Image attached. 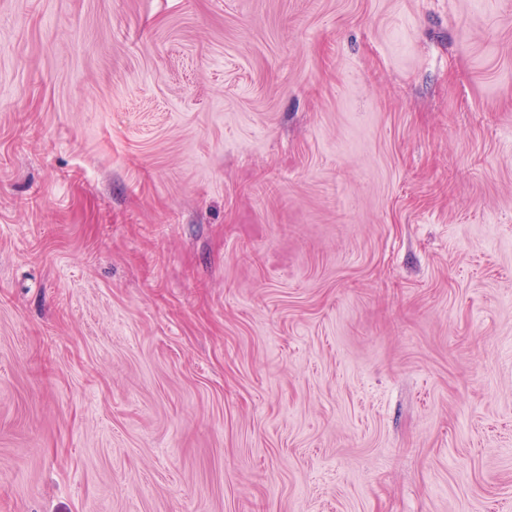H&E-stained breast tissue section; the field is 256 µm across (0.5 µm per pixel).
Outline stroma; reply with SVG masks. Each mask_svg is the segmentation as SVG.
<instances>
[{
	"instance_id": "obj_1",
	"label": "stroma",
	"mask_w": 512,
	"mask_h": 512,
	"mask_svg": "<svg viewBox=\"0 0 512 512\" xmlns=\"http://www.w3.org/2000/svg\"><path fill=\"white\" fill-rule=\"evenodd\" d=\"M0 512H512V0H0Z\"/></svg>"
}]
</instances>
